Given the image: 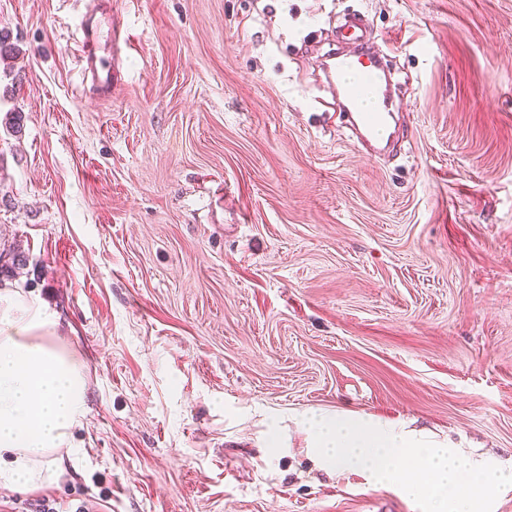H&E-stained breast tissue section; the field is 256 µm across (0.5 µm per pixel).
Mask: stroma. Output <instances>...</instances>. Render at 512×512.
<instances>
[{"mask_svg": "<svg viewBox=\"0 0 512 512\" xmlns=\"http://www.w3.org/2000/svg\"><path fill=\"white\" fill-rule=\"evenodd\" d=\"M91 3L0 0V287L57 312L87 408L0 512H419L317 469L306 410L511 461L512 0H114L115 98ZM355 10L403 83L379 159L318 101ZM115 40L112 15L107 18L102 12L96 11L86 18L80 49L82 83H89L104 95L112 93V43Z\"/></svg>", "mask_w": 512, "mask_h": 512, "instance_id": "1", "label": "stroma"}]
</instances>
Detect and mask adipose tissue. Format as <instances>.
Masks as SVG:
<instances>
[{
	"instance_id": "adipose-tissue-1",
	"label": "adipose tissue",
	"mask_w": 512,
	"mask_h": 512,
	"mask_svg": "<svg viewBox=\"0 0 512 512\" xmlns=\"http://www.w3.org/2000/svg\"><path fill=\"white\" fill-rule=\"evenodd\" d=\"M58 327L38 298L0 289V487L19 493L54 485L52 455L86 416L83 366Z\"/></svg>"
}]
</instances>
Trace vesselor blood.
I'll list each match as a JSON object with an SVG mask.
<instances>
[{"label": "vessel or blood", "instance_id": "b4317fda", "mask_svg": "<svg viewBox=\"0 0 512 512\" xmlns=\"http://www.w3.org/2000/svg\"><path fill=\"white\" fill-rule=\"evenodd\" d=\"M347 30L352 51L329 55L322 64L320 80L335 89L340 109L350 121L357 144L373 156L392 140L387 64L383 56L372 51L362 24L351 23ZM115 40L110 18L99 11L86 18L80 49L82 80L104 95L112 92ZM365 97L372 101V109L362 108L360 101Z\"/></svg>", "mask_w": 512, "mask_h": 512}]
</instances>
